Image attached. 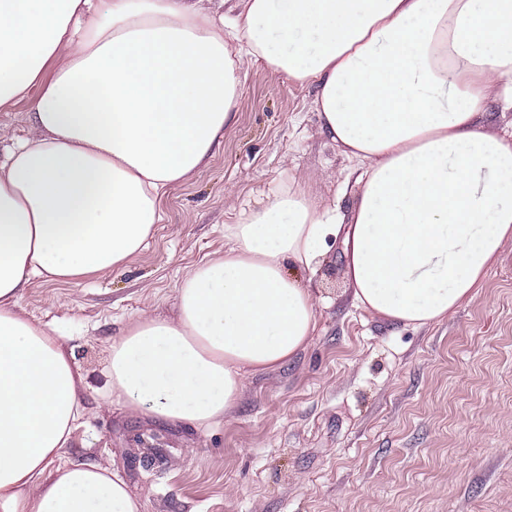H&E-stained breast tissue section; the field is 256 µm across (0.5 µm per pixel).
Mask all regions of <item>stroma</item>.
Returning a JSON list of instances; mask_svg holds the SVG:
<instances>
[{
  "mask_svg": "<svg viewBox=\"0 0 512 512\" xmlns=\"http://www.w3.org/2000/svg\"><path fill=\"white\" fill-rule=\"evenodd\" d=\"M313 97L247 67L233 127L164 198L141 252L100 277L24 289L22 313L62 336L85 376L78 439L61 460L118 471L143 512H512V245L473 299L422 328L354 306L333 248L309 276L308 348L247 376L209 429L130 415L109 395L107 360L128 320L172 314L185 276L223 253L225 225L269 204L289 174L350 210V162L322 136Z\"/></svg>",
  "mask_w": 512,
  "mask_h": 512,
  "instance_id": "obj_1",
  "label": "stroma"
}]
</instances>
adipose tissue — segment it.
I'll return each instance as SVG.
<instances>
[{
    "instance_id": "1",
    "label": "adipose tissue",
    "mask_w": 512,
    "mask_h": 512,
    "mask_svg": "<svg viewBox=\"0 0 512 512\" xmlns=\"http://www.w3.org/2000/svg\"><path fill=\"white\" fill-rule=\"evenodd\" d=\"M316 88L322 134L352 162L349 215L289 175L224 227L173 315L113 341L112 400L206 429L247 374L280 370L318 326L304 278L334 243L354 305L430 326L471 300L512 244V0H0V512H142L117 472L61 463L84 377L18 311L32 279L76 282L138 254L163 198L207 168L242 70ZM29 102H22L10 112H0V128L16 135H24L28 126Z\"/></svg>"
}]
</instances>
